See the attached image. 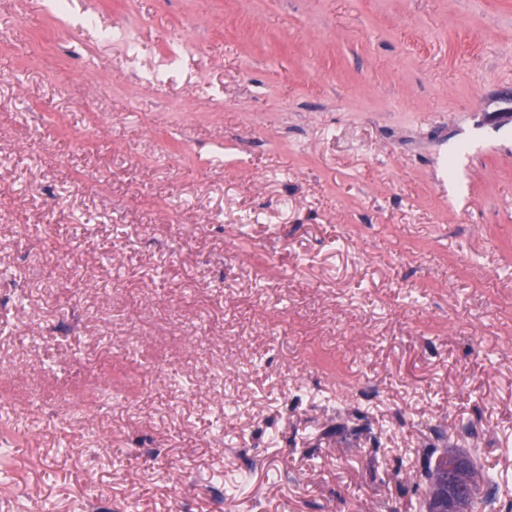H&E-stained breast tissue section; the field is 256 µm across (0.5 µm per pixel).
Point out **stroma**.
Segmentation results:
<instances>
[{"mask_svg": "<svg viewBox=\"0 0 512 512\" xmlns=\"http://www.w3.org/2000/svg\"><path fill=\"white\" fill-rule=\"evenodd\" d=\"M512 501V0H0V512ZM448 455H455L462 457L466 460L467 465L457 470L462 466L463 460L458 457H452ZM443 457H448V464L444 466V477L446 482V492L447 487L448 491L451 493L453 499L460 498H471L472 494L469 489L464 488L462 486H458V484L465 486H473L476 489V495L474 499H472L469 503V511L459 510L458 512H482L483 508L487 506L489 503L488 496H479L480 490L483 484L488 483L489 477L477 467L475 462L468 455L456 453L449 450H444L443 452L436 455V452H432L425 459L424 466V484H423V500L426 505L428 512H435V501L437 496V488L441 481L443 471L436 466V460L442 459ZM457 472V475H456ZM456 476V480H455ZM488 485V484H486ZM478 496V497H477Z\"/></svg>", "mask_w": 512, "mask_h": 512, "instance_id": "1", "label": "stroma"}]
</instances>
